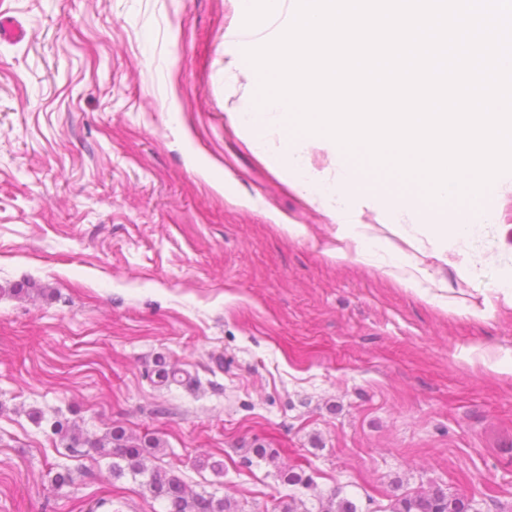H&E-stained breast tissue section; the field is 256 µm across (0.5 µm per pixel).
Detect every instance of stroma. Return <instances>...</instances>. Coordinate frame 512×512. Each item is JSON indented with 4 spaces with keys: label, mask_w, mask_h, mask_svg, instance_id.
<instances>
[{
    "label": "stroma",
    "mask_w": 512,
    "mask_h": 512,
    "mask_svg": "<svg viewBox=\"0 0 512 512\" xmlns=\"http://www.w3.org/2000/svg\"><path fill=\"white\" fill-rule=\"evenodd\" d=\"M1 21L23 35L0 36V512H165L57 419L158 440L147 468L239 512H317L336 488L359 512L434 488L512 512L495 270L474 283L456 252L425 256L448 286L430 304L321 254L332 221L230 117L254 91L236 0H0ZM387 206L355 210L412 253ZM161 360L182 382L158 383ZM257 445L268 459L244 465Z\"/></svg>",
    "instance_id": "35a3bbf8"
}]
</instances>
